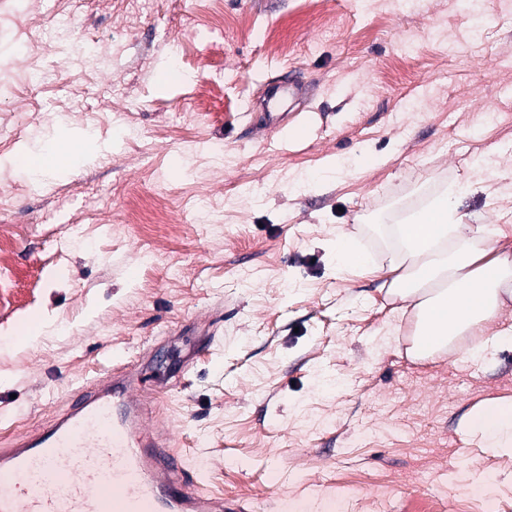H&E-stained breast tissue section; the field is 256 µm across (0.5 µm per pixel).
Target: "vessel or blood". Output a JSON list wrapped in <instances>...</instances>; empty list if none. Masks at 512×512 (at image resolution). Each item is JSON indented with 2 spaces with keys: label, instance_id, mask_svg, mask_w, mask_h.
Returning a JSON list of instances; mask_svg holds the SVG:
<instances>
[{
  "label": "vessel or blood",
  "instance_id": "obj_1",
  "mask_svg": "<svg viewBox=\"0 0 512 512\" xmlns=\"http://www.w3.org/2000/svg\"><path fill=\"white\" fill-rule=\"evenodd\" d=\"M153 401L116 375L0 448V512H242L201 491Z\"/></svg>",
  "mask_w": 512,
  "mask_h": 512
}]
</instances>
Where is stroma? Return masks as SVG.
Instances as JSON below:
<instances>
[{
	"label": "stroma",
	"mask_w": 512,
	"mask_h": 512,
	"mask_svg": "<svg viewBox=\"0 0 512 512\" xmlns=\"http://www.w3.org/2000/svg\"><path fill=\"white\" fill-rule=\"evenodd\" d=\"M481 18L461 0H0V157L60 124L111 147L38 182L0 173V448L113 354L147 390L188 358L160 413L202 491L245 512H481L486 488L512 512V454L464 427L512 398V345L413 359L385 288L389 227L512 155V0ZM296 76L306 93L271 103ZM273 110L287 123L260 126ZM482 181L459 209L511 241L512 182ZM341 237L369 262L339 269ZM47 314L62 335L13 346Z\"/></svg>",
	"instance_id": "obj_1"
}]
</instances>
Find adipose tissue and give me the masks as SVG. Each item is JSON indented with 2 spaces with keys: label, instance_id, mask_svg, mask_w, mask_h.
Instances as JSON below:
<instances>
[{
  "label": "adipose tissue",
  "instance_id": "ef3b65f1",
  "mask_svg": "<svg viewBox=\"0 0 512 512\" xmlns=\"http://www.w3.org/2000/svg\"><path fill=\"white\" fill-rule=\"evenodd\" d=\"M93 148L90 136L61 129L38 148L19 141L6 161L27 163L33 177L83 165ZM476 177L445 188L416 218L397 225L401 248L390 263V294L412 308L418 335L434 344L412 346L415 357L453 350L466 336L475 343L470 360L486 357L491 345L512 344V326L483 339L486 324L503 319L505 297L512 293V247L501 245L497 226L469 223L458 209L459 197ZM467 423L485 447L512 452V400L476 407Z\"/></svg>",
  "mask_w": 512,
  "mask_h": 512
}]
</instances>
